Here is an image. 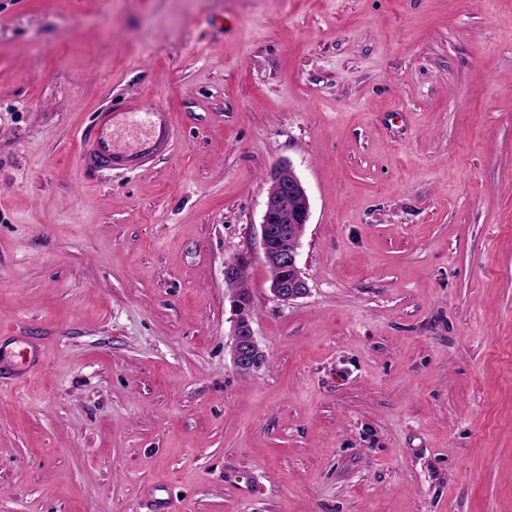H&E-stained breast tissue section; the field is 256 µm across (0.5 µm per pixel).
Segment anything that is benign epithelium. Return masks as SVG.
<instances>
[{"label": "benign epithelium", "mask_w": 512, "mask_h": 512, "mask_svg": "<svg viewBox=\"0 0 512 512\" xmlns=\"http://www.w3.org/2000/svg\"><path fill=\"white\" fill-rule=\"evenodd\" d=\"M311 203L307 190L291 164H281L270 176L262 219V255L272 295L283 303L308 293V282L299 267L302 238L310 218ZM250 256L238 255L224 263V279L237 278ZM233 341L231 361L239 373H255L265 362L252 328V301L246 288L229 294Z\"/></svg>", "instance_id": "7a95c632"}]
</instances>
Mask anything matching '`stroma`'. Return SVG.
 <instances>
[{"instance_id": "35a3bbf8", "label": "stroma", "mask_w": 512, "mask_h": 512, "mask_svg": "<svg viewBox=\"0 0 512 512\" xmlns=\"http://www.w3.org/2000/svg\"><path fill=\"white\" fill-rule=\"evenodd\" d=\"M137 96L171 152L83 174L81 130ZM283 162L311 200L288 304ZM164 502L512 512V0H0V512ZM310 210L309 195L292 165L276 167L270 176L260 227L269 289L283 303L304 297L309 290L299 255ZM247 288L249 286L227 294L233 336L230 356L237 372L253 374L264 364L265 354L252 328V301L245 294Z\"/></svg>"}]
</instances>
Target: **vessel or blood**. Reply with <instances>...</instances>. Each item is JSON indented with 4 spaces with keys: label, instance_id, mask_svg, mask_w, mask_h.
I'll return each instance as SVG.
<instances>
[{
    "label": "vessel or blood",
    "instance_id": "b4317fda",
    "mask_svg": "<svg viewBox=\"0 0 512 512\" xmlns=\"http://www.w3.org/2000/svg\"><path fill=\"white\" fill-rule=\"evenodd\" d=\"M173 137L174 118L167 108L131 99L120 110L96 116L81 136L78 163L96 173L142 167L170 150Z\"/></svg>",
    "mask_w": 512,
    "mask_h": 512
}]
</instances>
